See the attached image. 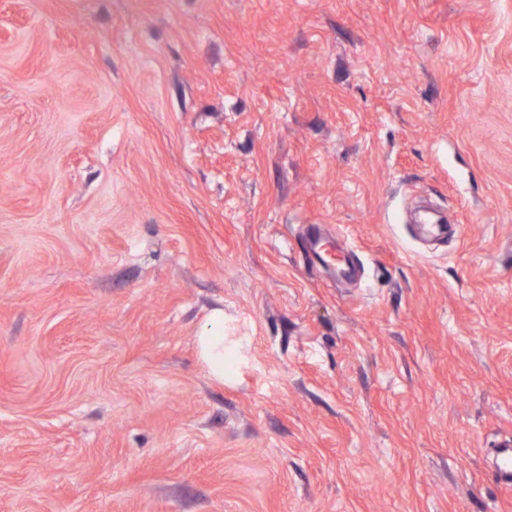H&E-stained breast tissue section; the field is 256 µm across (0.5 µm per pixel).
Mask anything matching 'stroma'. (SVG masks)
<instances>
[{
	"mask_svg": "<svg viewBox=\"0 0 512 512\" xmlns=\"http://www.w3.org/2000/svg\"><path fill=\"white\" fill-rule=\"evenodd\" d=\"M504 439L512 0H0V512H512ZM320 224H311L307 229L306 248L308 252L323 264L335 267L336 263L333 257L336 256L335 251L339 249L335 245L333 237H329L322 232ZM198 354L210 375L224 379V311L215 309L210 316V325L196 338Z\"/></svg>",
	"mask_w": 512,
	"mask_h": 512,
	"instance_id": "stroma-1",
	"label": "stroma"
}]
</instances>
